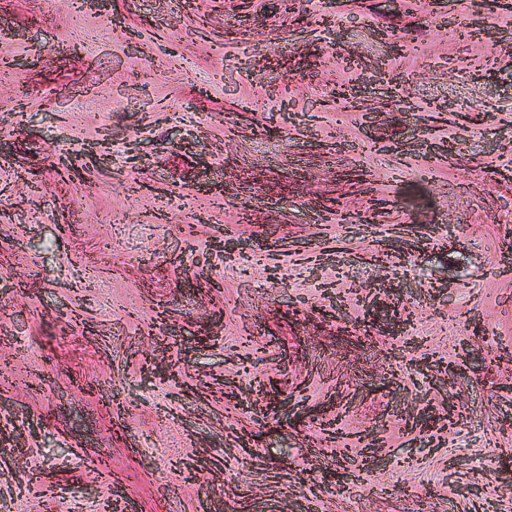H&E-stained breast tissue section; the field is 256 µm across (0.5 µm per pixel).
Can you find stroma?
<instances>
[{"label": "stroma", "mask_w": 512, "mask_h": 512, "mask_svg": "<svg viewBox=\"0 0 512 512\" xmlns=\"http://www.w3.org/2000/svg\"><path fill=\"white\" fill-rule=\"evenodd\" d=\"M299 9L0 0V512H512V8Z\"/></svg>", "instance_id": "1"}]
</instances>
